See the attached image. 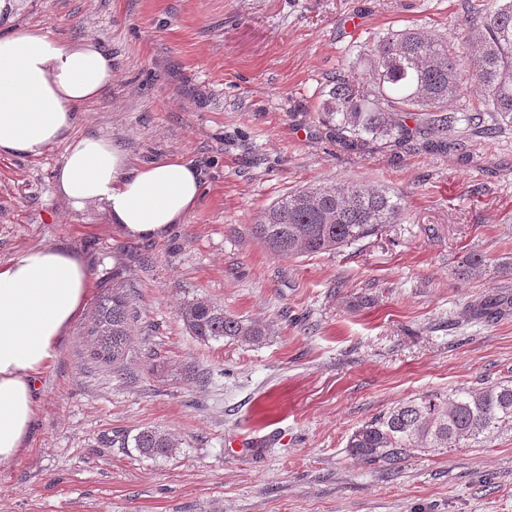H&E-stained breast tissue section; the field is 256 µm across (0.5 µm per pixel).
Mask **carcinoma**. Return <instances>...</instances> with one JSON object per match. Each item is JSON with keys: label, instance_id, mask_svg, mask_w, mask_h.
I'll list each match as a JSON object with an SVG mask.
<instances>
[{"label": "carcinoma", "instance_id": "cac0c4a2", "mask_svg": "<svg viewBox=\"0 0 512 512\" xmlns=\"http://www.w3.org/2000/svg\"><path fill=\"white\" fill-rule=\"evenodd\" d=\"M465 19L448 34L405 28L367 39L356 60L329 80L321 110L344 146L359 152L398 150L422 142L443 146L458 117L448 102L467 86L481 97L468 103L465 121L475 129L486 121L512 123V0ZM401 198L373 184L315 186L289 193L267 208L253 233L273 254L316 256L350 247L403 220ZM181 320L197 340L224 338L263 342L268 328L224 312L206 299L186 302ZM137 318L121 284L99 296L84 331L89 360L121 370L130 353ZM512 426V383L460 387L448 395H421L376 415L350 434V456L367 464L397 465L418 453L470 447ZM123 447L165 459L177 448L169 433L143 428Z\"/></svg>", "mask_w": 512, "mask_h": 512}]
</instances>
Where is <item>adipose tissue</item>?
Instances as JSON below:
<instances>
[{
  "mask_svg": "<svg viewBox=\"0 0 512 512\" xmlns=\"http://www.w3.org/2000/svg\"><path fill=\"white\" fill-rule=\"evenodd\" d=\"M20 5L0 0V157L59 147L54 189L68 206L106 213L129 237L163 238L199 204L201 170L180 157L134 166L111 138L76 134L83 107L112 86V56L95 40L17 22ZM88 291L85 260L65 249L30 248L0 266V469L25 451L39 378Z\"/></svg>",
  "mask_w": 512,
  "mask_h": 512,
  "instance_id": "adipose-tissue-1",
  "label": "adipose tissue"
}]
</instances>
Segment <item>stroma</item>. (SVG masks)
Here are the masks:
<instances>
[{"label": "stroma", "instance_id": "35a3bbf8", "mask_svg": "<svg viewBox=\"0 0 512 512\" xmlns=\"http://www.w3.org/2000/svg\"><path fill=\"white\" fill-rule=\"evenodd\" d=\"M468 0H23L21 22L94 37L112 87L77 133L133 162L177 155L201 200L159 240L132 239L55 194L53 148L0 158V265L61 246L88 265L86 309L123 283L138 311L123 372L91 363L83 321L41 377L27 449L0 470V512H512V428L472 448L363 464L346 442L398 402L512 380V124L457 125L450 148L356 153L319 105L371 34L457 28ZM370 183L404 219L332 254H271L253 235L289 192ZM472 252L485 261L459 268ZM266 325L203 343L192 299ZM143 427L180 446H115Z\"/></svg>", "mask_w": 512, "mask_h": 512}]
</instances>
